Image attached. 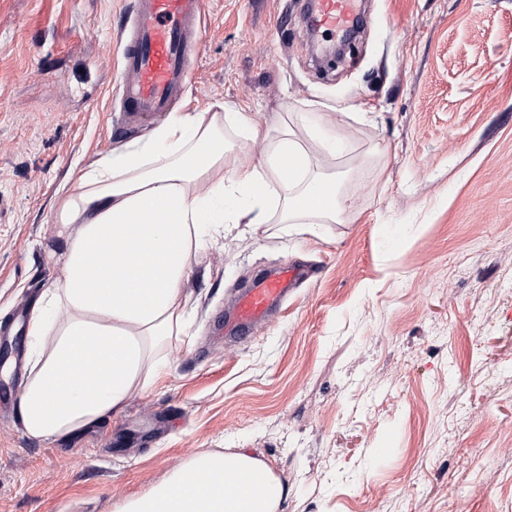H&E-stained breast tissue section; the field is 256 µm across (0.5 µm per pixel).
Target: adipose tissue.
Wrapping results in <instances>:
<instances>
[{
    "mask_svg": "<svg viewBox=\"0 0 512 512\" xmlns=\"http://www.w3.org/2000/svg\"><path fill=\"white\" fill-rule=\"evenodd\" d=\"M321 112L276 125L226 103L174 112L144 140L92 163L60 201L62 285L28 321L27 378L18 403L33 438H65L154 389L164 347L188 330L185 285L205 240L227 224H336L350 197L312 153L335 154ZM259 144L258 163L239 156ZM291 169H283V158ZM325 207H309L318 188ZM287 492L246 452H205L116 512H279Z\"/></svg>",
    "mask_w": 512,
    "mask_h": 512,
    "instance_id": "adipose-tissue-1",
    "label": "adipose tissue"
}]
</instances>
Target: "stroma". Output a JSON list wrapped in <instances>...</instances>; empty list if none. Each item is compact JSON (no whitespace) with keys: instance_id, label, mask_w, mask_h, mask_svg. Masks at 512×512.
<instances>
[{"instance_id":"35a3bbf8","label":"stroma","mask_w":512,"mask_h":512,"mask_svg":"<svg viewBox=\"0 0 512 512\" xmlns=\"http://www.w3.org/2000/svg\"><path fill=\"white\" fill-rule=\"evenodd\" d=\"M340 57L305 0H206L189 110L336 123L349 217L229 227L186 284L156 389L66 440L29 437L16 327L63 268V187L156 121L106 131L132 0H0V512H115L202 451H245L282 512H512V0H366ZM319 269L250 338L215 327L254 271Z\"/></svg>"}]
</instances>
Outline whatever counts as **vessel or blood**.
I'll return each instance as SVG.
<instances>
[{
    "label": "vessel or blood",
    "mask_w": 512,
    "mask_h": 512,
    "mask_svg": "<svg viewBox=\"0 0 512 512\" xmlns=\"http://www.w3.org/2000/svg\"><path fill=\"white\" fill-rule=\"evenodd\" d=\"M315 2V22L325 30L346 31L361 22L353 8L355 0ZM205 18L204 0H133L119 36L115 102L120 124L160 117L184 97ZM312 275L311 267L287 263L242 289L224 320L226 339L250 336L292 288Z\"/></svg>",
    "instance_id": "vessel-or-blood-1"
}]
</instances>
